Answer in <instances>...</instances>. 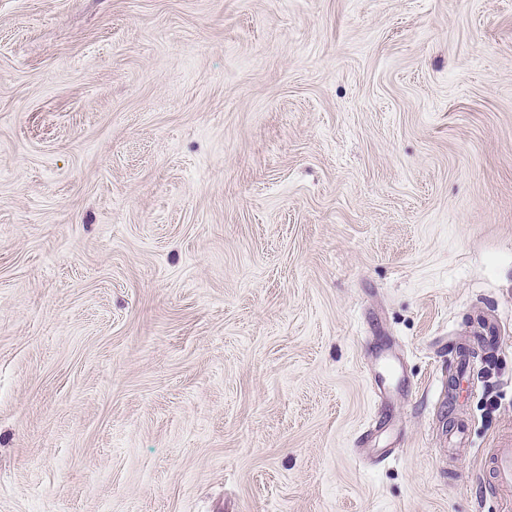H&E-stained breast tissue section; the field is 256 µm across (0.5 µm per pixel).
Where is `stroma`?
I'll return each mask as SVG.
<instances>
[{
	"instance_id": "1",
	"label": "stroma",
	"mask_w": 512,
	"mask_h": 512,
	"mask_svg": "<svg viewBox=\"0 0 512 512\" xmlns=\"http://www.w3.org/2000/svg\"><path fill=\"white\" fill-rule=\"evenodd\" d=\"M510 446L512 0H0V512H498ZM485 463L489 469V478L480 472L484 484L491 486L498 502L500 512L512 510V447L489 448Z\"/></svg>"
}]
</instances>
